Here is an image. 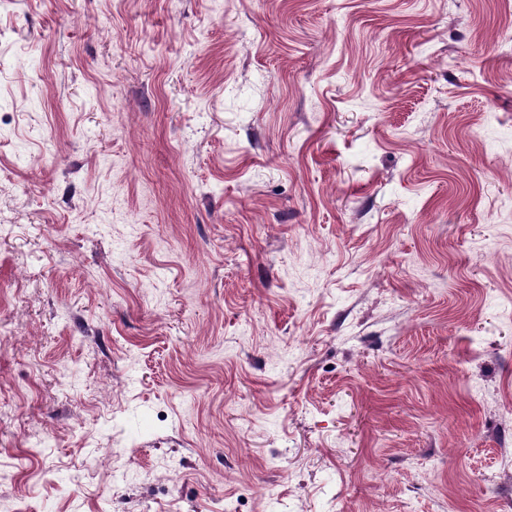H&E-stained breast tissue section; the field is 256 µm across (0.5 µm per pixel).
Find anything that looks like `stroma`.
<instances>
[{"label":"stroma","instance_id":"stroma-1","mask_svg":"<svg viewBox=\"0 0 512 512\" xmlns=\"http://www.w3.org/2000/svg\"><path fill=\"white\" fill-rule=\"evenodd\" d=\"M0 512H512V0H0Z\"/></svg>","mask_w":512,"mask_h":512}]
</instances>
